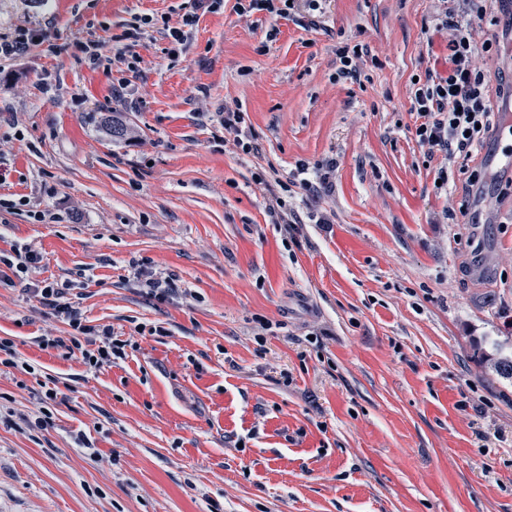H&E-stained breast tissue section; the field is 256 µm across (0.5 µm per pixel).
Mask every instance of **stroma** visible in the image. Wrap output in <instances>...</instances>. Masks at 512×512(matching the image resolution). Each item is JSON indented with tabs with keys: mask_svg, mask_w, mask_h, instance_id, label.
I'll use <instances>...</instances> for the list:
<instances>
[{
	"mask_svg": "<svg viewBox=\"0 0 512 512\" xmlns=\"http://www.w3.org/2000/svg\"><path fill=\"white\" fill-rule=\"evenodd\" d=\"M235 3L0 0V42L60 47L0 60V252L42 257L0 281V338L36 369L0 365V512H512V380L479 361L512 351V202L493 183L468 202L482 223L445 216L411 112L447 54L431 0H322L316 29ZM145 16L137 70L90 69L84 43ZM345 45L363 54L340 79ZM236 106L258 155L224 130ZM302 166L331 191L263 181ZM53 280L125 358L38 346L71 333L33 292ZM47 38L43 33L22 32L11 41L0 42V57L11 59L25 53L32 44H44ZM267 211L270 217L273 219V223L284 224L286 233H291L294 226L292 224H298L297 216L291 210L284 208V203L280 197L273 194L270 203L267 206Z\"/></svg>",
	"mask_w": 512,
	"mask_h": 512,
	"instance_id": "stroma-1",
	"label": "stroma"
}]
</instances>
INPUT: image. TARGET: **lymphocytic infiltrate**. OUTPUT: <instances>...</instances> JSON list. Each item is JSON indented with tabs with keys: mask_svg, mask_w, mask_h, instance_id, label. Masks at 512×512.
I'll return each mask as SVG.
<instances>
[{
	"mask_svg": "<svg viewBox=\"0 0 512 512\" xmlns=\"http://www.w3.org/2000/svg\"><path fill=\"white\" fill-rule=\"evenodd\" d=\"M501 0H433L437 30L448 33L445 70L430 69L425 80L413 91L411 110L416 116L415 135L427 156L442 154L437 178L442 184L453 181L455 173L466 174L465 195H475L484 174L475 168L480 148L494 137L497 122L492 96L512 98V74L490 71L477 65L482 53L498 52L499 27L504 13ZM68 282L52 281L38 288L43 305L65 314L73 330L69 337H42L45 349L63 350L66 357L80 358L84 365L98 370L123 358L126 343L104 330L99 344L90 349L81 338L90 329L78 308L65 303Z\"/></svg>",
	"mask_w": 512,
	"mask_h": 512,
	"instance_id": "f902f5d3",
	"label": "lymphocytic infiltrate"
}]
</instances>
